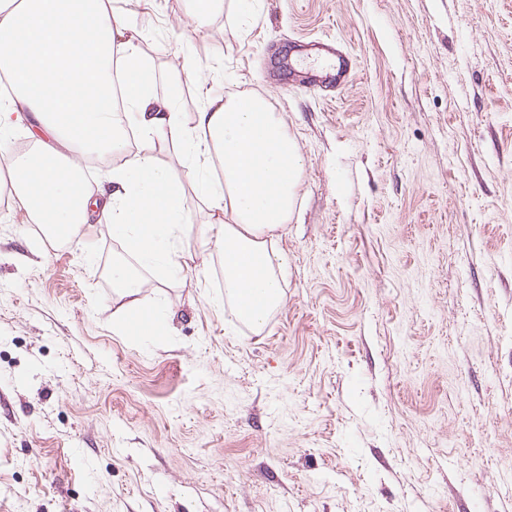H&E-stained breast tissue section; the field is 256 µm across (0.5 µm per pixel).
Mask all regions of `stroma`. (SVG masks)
<instances>
[{
	"mask_svg": "<svg viewBox=\"0 0 512 512\" xmlns=\"http://www.w3.org/2000/svg\"><path fill=\"white\" fill-rule=\"evenodd\" d=\"M157 68L249 95L303 157L273 233L284 303L237 321L216 248L141 270L0 221V512H507L512 506V0H112ZM329 38V98L282 62ZM311 50L320 58L331 63L327 66H318L306 73L307 87L316 91H332L345 87L355 73V63L346 52L336 47L332 42H316ZM131 267L126 263H117L112 268V288L119 294L127 297H135L143 287V280L137 269L133 272Z\"/></svg>",
	"mask_w": 512,
	"mask_h": 512,
	"instance_id": "obj_1",
	"label": "stroma"
}]
</instances>
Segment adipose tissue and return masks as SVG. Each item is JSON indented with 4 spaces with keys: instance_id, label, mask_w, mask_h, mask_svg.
I'll return each mask as SVG.
<instances>
[{
    "instance_id": "adipose-tissue-1",
    "label": "adipose tissue",
    "mask_w": 512,
    "mask_h": 512,
    "mask_svg": "<svg viewBox=\"0 0 512 512\" xmlns=\"http://www.w3.org/2000/svg\"><path fill=\"white\" fill-rule=\"evenodd\" d=\"M136 23L112 0H0V145L17 112L32 113L46 140L0 167V191L13 213L76 238L107 223L132 264L112 268V288L132 297L143 286L134 266L161 276L181 273L180 251L192 231L219 244L224 288L236 313L262 325L283 302L278 253L265 240L288 223L302 156L284 120L255 98L201 90L196 111L179 106L166 80L133 43ZM141 140L175 143L212 216L194 227L185 189L146 152L128 154L99 180L78 187L74 175L116 148L120 126Z\"/></svg>"
}]
</instances>
